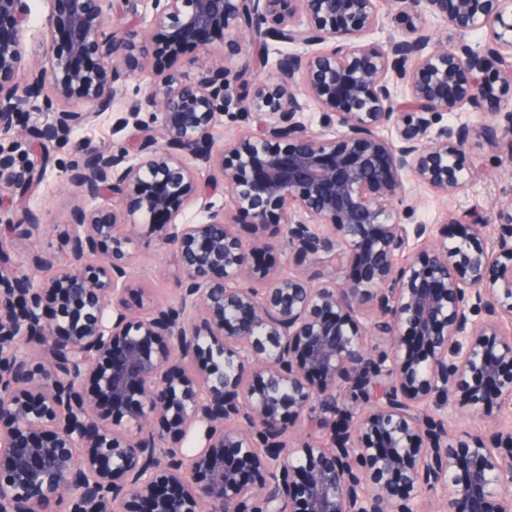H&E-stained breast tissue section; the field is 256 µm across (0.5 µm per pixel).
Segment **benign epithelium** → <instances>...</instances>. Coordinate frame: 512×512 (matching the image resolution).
Listing matches in <instances>:
<instances>
[{"label":"benign epithelium","instance_id":"benign-epithelium-1","mask_svg":"<svg viewBox=\"0 0 512 512\" xmlns=\"http://www.w3.org/2000/svg\"><path fill=\"white\" fill-rule=\"evenodd\" d=\"M47 2L32 60L29 0H0V137L40 102L54 121L28 136L60 143L154 80L112 125L136 141L64 171L69 261L37 281L0 251V512H512V199L449 213L454 238L394 211L407 175L448 196L486 174L462 163L474 134L512 166V105L440 125L512 87V0H388L408 30L383 41L378 0H148V30L140 0ZM424 16L493 38L450 46ZM215 30L239 70H162L161 40ZM43 178L0 166V194ZM238 224L288 254L256 259ZM141 226L179 274L169 304L131 275ZM456 405L486 430L449 436Z\"/></svg>","mask_w":512,"mask_h":512}]
</instances>
